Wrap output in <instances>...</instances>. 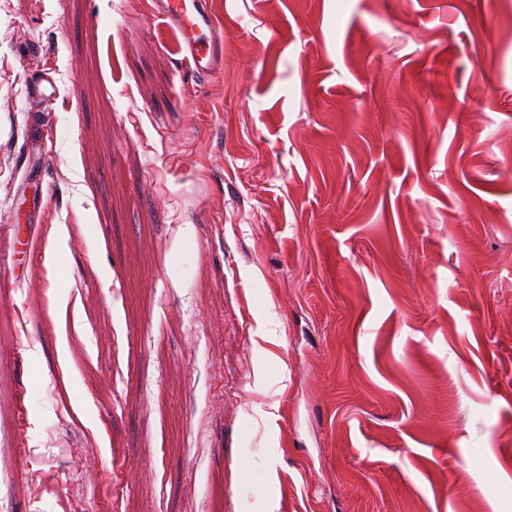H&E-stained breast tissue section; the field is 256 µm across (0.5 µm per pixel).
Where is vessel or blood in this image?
Here are the masks:
<instances>
[{
	"label": "vessel or blood",
	"mask_w": 512,
	"mask_h": 512,
	"mask_svg": "<svg viewBox=\"0 0 512 512\" xmlns=\"http://www.w3.org/2000/svg\"><path fill=\"white\" fill-rule=\"evenodd\" d=\"M154 16L176 36V52L193 75L213 77L224 72V28L207 0H154ZM53 76L39 74L26 81L29 104L49 108L56 99Z\"/></svg>",
	"instance_id": "obj_1"
}]
</instances>
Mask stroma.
Here are the masks:
<instances>
[{
    "mask_svg": "<svg viewBox=\"0 0 512 512\" xmlns=\"http://www.w3.org/2000/svg\"><path fill=\"white\" fill-rule=\"evenodd\" d=\"M210 3L0 0V512H512V0ZM154 16L176 36V54L196 77L224 72V28L206 0H154ZM26 97L30 105L49 108L56 99L57 85L49 74L31 75L26 81Z\"/></svg>",
    "mask_w": 512,
    "mask_h": 512,
    "instance_id": "stroma-1",
    "label": "stroma"
}]
</instances>
